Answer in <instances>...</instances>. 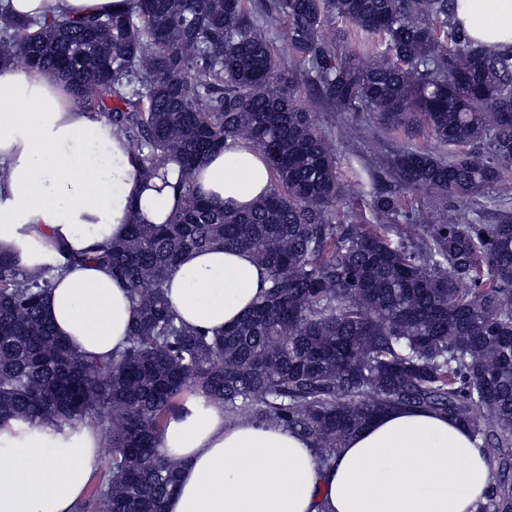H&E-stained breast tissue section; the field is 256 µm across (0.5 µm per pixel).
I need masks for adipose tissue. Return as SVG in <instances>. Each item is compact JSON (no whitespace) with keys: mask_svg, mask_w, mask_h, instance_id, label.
<instances>
[{"mask_svg":"<svg viewBox=\"0 0 512 512\" xmlns=\"http://www.w3.org/2000/svg\"><path fill=\"white\" fill-rule=\"evenodd\" d=\"M135 0H0L18 20L87 18L130 10ZM471 41H512V0H456ZM218 209L242 210L265 194L269 167L236 142L192 174L166 162L143 175L125 139L85 109L68 82L38 66L0 60V252L22 268L56 266L46 313L79 354L121 349L134 311L126 287L92 263L68 265L123 238L130 220L161 224L182 200L179 182ZM265 273L246 250L192 251L171 272L170 306L188 326L223 331L252 306ZM98 430L0 424V512H73L102 465ZM181 460L166 512H475L493 480L470 430L430 412L391 410L319 464L312 444L275 423L226 421L224 408L187 404L159 436Z\"/></svg>","mask_w":512,"mask_h":512,"instance_id":"obj_1","label":"adipose tissue"}]
</instances>
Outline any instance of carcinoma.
Wrapping results in <instances>:
<instances>
[{
	"label": "carcinoma",
	"instance_id": "cac0c4a2",
	"mask_svg": "<svg viewBox=\"0 0 512 512\" xmlns=\"http://www.w3.org/2000/svg\"><path fill=\"white\" fill-rule=\"evenodd\" d=\"M454 0H137L82 21L0 14V59L67 78L125 139L143 174H190L228 142L270 165L246 211L185 192L164 224L68 263L126 283L136 308L108 359L73 351L48 320L55 268L0 254V421L100 425L110 465L75 512H165L182 463L155 440L189 393L224 419L303 434L330 464L393 408L467 424L495 474L478 512H512V42L487 53L454 24ZM286 25L273 45L261 28ZM299 69H285V60ZM337 112H375L434 146L395 158L397 184L370 192L376 218L336 220L344 182L331 141L299 105L304 77ZM492 224L435 222L406 208L423 193L475 205ZM406 224H400V218ZM245 249L267 273L250 310L214 336L177 320L170 271L190 251Z\"/></svg>",
	"mask_w": 512,
	"mask_h": 512
}]
</instances>
